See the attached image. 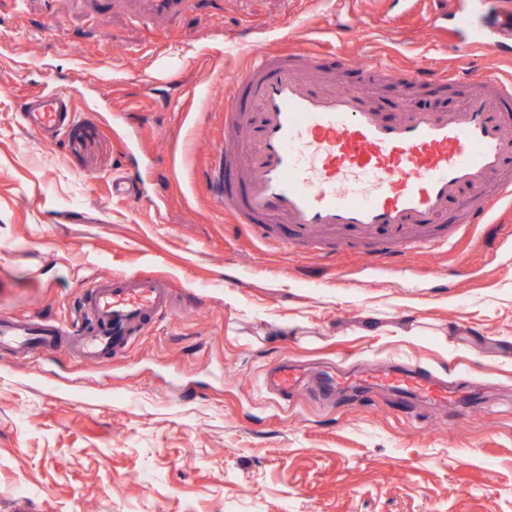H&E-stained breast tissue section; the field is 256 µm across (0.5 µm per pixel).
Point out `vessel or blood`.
I'll return each instance as SVG.
<instances>
[{
    "mask_svg": "<svg viewBox=\"0 0 512 512\" xmlns=\"http://www.w3.org/2000/svg\"><path fill=\"white\" fill-rule=\"evenodd\" d=\"M460 47L512 52V13L474 24L459 16ZM320 59L307 51H266L232 79L224 104V148L213 157L209 183L215 205L254 237L269 241L288 225L285 244L320 261L363 244L364 265L388 268L407 253L453 245L485 223L492 206L512 199V80L481 76L482 92L449 110H403L381 117L365 94L376 76L425 82L419 68L367 65L358 86L318 88L310 71ZM27 121L47 141L74 122L70 96L34 94ZM456 206V222L447 219ZM174 295L171 281L141 273L97 278L77 301L67 325L42 318L0 315V348L23 357L52 356L69 348L85 362L119 355L160 319ZM265 382L280 398L300 385L294 367L280 361ZM378 385L403 398L465 400L466 386H448L424 365L364 372L311 384L328 397L342 388Z\"/></svg>",
    "mask_w": 512,
    "mask_h": 512,
    "instance_id": "vessel-or-blood-1",
    "label": "vessel or blood"
}]
</instances>
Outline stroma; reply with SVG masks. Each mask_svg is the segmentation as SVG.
Wrapping results in <instances>:
<instances>
[{"label": "stroma", "mask_w": 512, "mask_h": 512, "mask_svg": "<svg viewBox=\"0 0 512 512\" xmlns=\"http://www.w3.org/2000/svg\"><path fill=\"white\" fill-rule=\"evenodd\" d=\"M438 0H198L174 18L138 0H0V312L76 316L83 286L146 273L172 310L119 359L60 353L3 370L0 512L18 488L39 512H512V208L455 251L370 278L260 244L216 213L204 170L224 142L227 76L258 50L448 74L378 82L385 119L447 108L463 75H512V57L459 56ZM364 37L338 40L335 27ZM71 93L55 144L23 119L32 92ZM150 183L155 205L113 194ZM417 335H409V328ZM280 359L344 370L420 363L472 383L467 415L373 391L335 402L264 387Z\"/></svg>", "instance_id": "1"}]
</instances>
